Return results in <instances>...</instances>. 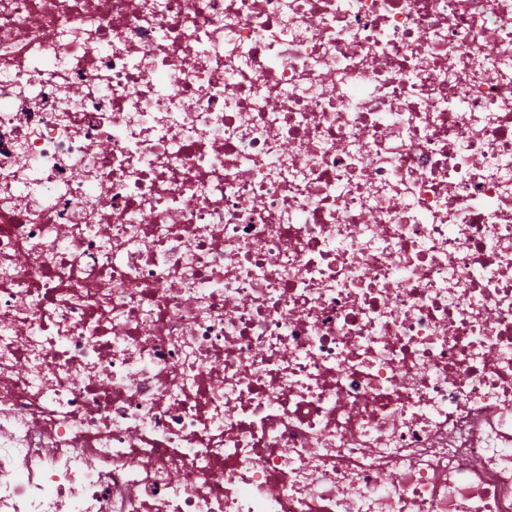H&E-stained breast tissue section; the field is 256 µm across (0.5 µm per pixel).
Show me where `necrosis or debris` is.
I'll list each match as a JSON object with an SVG mask.
<instances>
[{
    "instance_id": "1",
    "label": "necrosis or debris",
    "mask_w": 512,
    "mask_h": 512,
    "mask_svg": "<svg viewBox=\"0 0 512 512\" xmlns=\"http://www.w3.org/2000/svg\"><path fill=\"white\" fill-rule=\"evenodd\" d=\"M0 512H512V0H0Z\"/></svg>"
}]
</instances>
